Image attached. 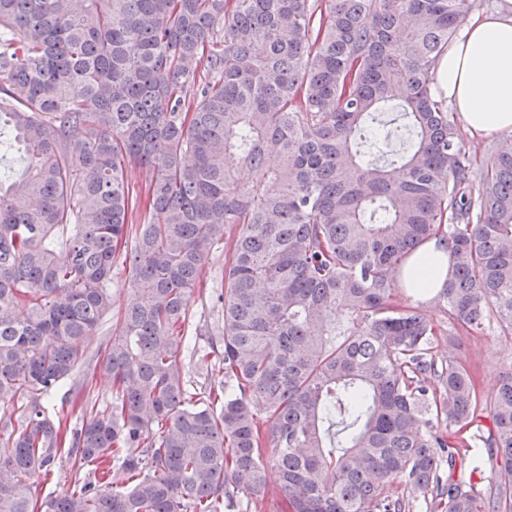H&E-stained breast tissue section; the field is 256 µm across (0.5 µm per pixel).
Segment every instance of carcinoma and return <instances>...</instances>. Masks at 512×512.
I'll use <instances>...</instances> for the list:
<instances>
[{"label":"carcinoma","mask_w":512,"mask_h":512,"mask_svg":"<svg viewBox=\"0 0 512 512\" xmlns=\"http://www.w3.org/2000/svg\"><path fill=\"white\" fill-rule=\"evenodd\" d=\"M473 6L0 0V146L23 160L0 174V512H260L268 448L278 512H512V371L483 398L396 284L446 228L449 319L512 332V147L473 186L432 92ZM220 249L222 320L191 348ZM118 266L112 406L67 442L47 399ZM187 350L221 386L186 380ZM64 454L91 478L37 503ZM188 316L186 324L188 334L193 333L195 327L201 325L205 320L210 322L214 318L211 304L204 298L199 297L197 291L191 297Z\"/></svg>","instance_id":"carcinoma-1"}]
</instances>
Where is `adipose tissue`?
I'll use <instances>...</instances> for the list:
<instances>
[{"label": "adipose tissue", "instance_id": "adipose-tissue-1", "mask_svg": "<svg viewBox=\"0 0 512 512\" xmlns=\"http://www.w3.org/2000/svg\"><path fill=\"white\" fill-rule=\"evenodd\" d=\"M436 86L476 140L512 133V6L466 19L439 60ZM447 238L423 244L397 277L414 298H431L448 277Z\"/></svg>", "mask_w": 512, "mask_h": 512}]
</instances>
